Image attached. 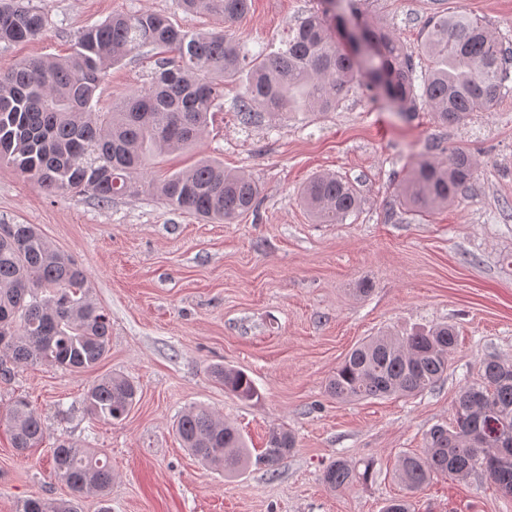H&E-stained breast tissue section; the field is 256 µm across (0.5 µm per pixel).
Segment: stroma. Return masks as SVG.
Returning <instances> with one entry per match:
<instances>
[{
	"label": "stroma",
	"mask_w": 512,
	"mask_h": 512,
	"mask_svg": "<svg viewBox=\"0 0 512 512\" xmlns=\"http://www.w3.org/2000/svg\"><path fill=\"white\" fill-rule=\"evenodd\" d=\"M20 2L44 9L47 25L30 42L0 43V72L68 54L82 29L117 11L160 13L194 32L226 27L255 53L324 7L252 0L228 27L184 13L175 0ZM364 10L417 54L420 72L423 27L434 15L476 16L512 50V0H366ZM154 60L145 48L112 67L98 110L142 91ZM507 86L492 110L448 126L421 102L408 112L388 108L362 81L335 111L246 122L234 109L241 88L229 86L195 150L156 158L146 171L150 179L171 175L204 155L251 176L257 205L229 223L203 222L145 193L106 206L88 194L54 197L0 164V222L36 225L84 266L112 323L109 351L93 371L36 365L0 380V412L26 398L47 429L41 447L21 453L0 426V512H18L31 497H67L52 470L59 439L104 449L116 474L107 498H83L82 512H381L404 496L411 512H505L487 475L440 476L410 494L395 470L401 455L424 451L433 425L452 424L459 391L480 382L486 359L512 362V79ZM456 147L470 152L474 181L451 204L408 206L400 187L413 163L446 160ZM320 173L343 177L361 198L343 223H314L298 201ZM439 323L454 326L458 342L434 388L355 401L328 392L330 376L362 341ZM216 364L247 372L260 400L226 393L208 374ZM110 373L138 384V403L126 418L97 422L83 393ZM199 404L240 429L250 447H263L279 425L293 431L297 447L275 472L224 477L173 433L176 417ZM340 456L373 462V476L330 489L322 472Z\"/></svg>",
	"instance_id": "obj_1"
}]
</instances>
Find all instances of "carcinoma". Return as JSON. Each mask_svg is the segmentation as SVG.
Wrapping results in <instances>:
<instances>
[{
    "label": "carcinoma",
    "instance_id": "1",
    "mask_svg": "<svg viewBox=\"0 0 512 512\" xmlns=\"http://www.w3.org/2000/svg\"><path fill=\"white\" fill-rule=\"evenodd\" d=\"M250 2L178 0V5L231 25L248 13ZM46 22L41 9L0 3V43L30 41ZM363 27L375 45L363 59L341 41L325 12L301 19L277 50L253 55L224 31L196 33L158 13H115L83 29L68 55L29 60L0 73V163L55 196L90 193L108 205L115 197L152 190L171 207L230 222L252 208L259 187L246 175L225 171L219 161L203 157L159 183L144 180L152 157L198 144L230 83L244 84L235 107L246 121L262 112L281 117L332 112L363 75L394 107L404 111L420 99L446 125L500 101L512 57L479 19L449 14L427 22L420 50L428 66L418 85L412 55L402 43L371 24ZM147 46L158 50L149 86L107 112L95 110L108 70ZM475 175L470 154L455 148L446 162H418L402 196L408 205L429 210L457 199ZM300 201L319 224L341 222L360 206L348 181L322 174L304 184ZM111 335L109 315L91 296L88 272L34 225L0 224V353L17 366L39 363L83 373L105 358ZM455 342L448 325L407 336H373L336 368L328 391L341 400L417 395L443 378ZM211 377L240 400L260 399L254 380L241 369L216 366ZM137 394L132 379L106 374L85 391V410L96 421L119 420L135 407ZM0 422L20 451L43 442L44 422L23 398L12 402ZM490 423L512 438V364L498 359L484 362L481 383L460 390L452 428L431 427L423 453L400 457L398 478L416 492L435 477L480 470L502 490L512 488V450L501 448L497 438H482ZM175 432L194 457L227 478L253 465L270 469L296 447L287 428L272 427L265 447L254 455L234 426L203 405L180 414ZM101 455L57 441L54 472L71 497L29 498L21 512H80L86 494L104 496L114 473ZM373 472L370 461L361 470L339 457L323 470L322 480L337 489L366 481Z\"/></svg>",
    "mask_w": 512,
    "mask_h": 512
}]
</instances>
